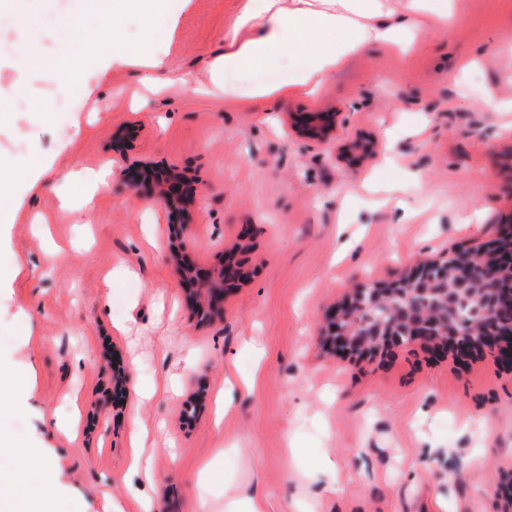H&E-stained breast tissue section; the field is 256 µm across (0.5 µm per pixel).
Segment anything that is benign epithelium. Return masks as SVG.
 I'll use <instances>...</instances> for the list:
<instances>
[{"instance_id":"benign-epithelium-1","label":"benign epithelium","mask_w":512,"mask_h":512,"mask_svg":"<svg viewBox=\"0 0 512 512\" xmlns=\"http://www.w3.org/2000/svg\"><path fill=\"white\" fill-rule=\"evenodd\" d=\"M336 127V115L317 113L299 133L327 144ZM368 151L369 146L356 139L339 146L335 159L350 161L355 153ZM115 152L136 169L129 185L146 200L179 213L182 233L188 234L204 190L176 166L157 182L153 168L130 160L124 145H116ZM511 266L512 248L499 243L485 258L453 252L448 260L430 265L419 278L401 286L363 283L351 302L330 318L329 335L353 354L423 342L436 349L451 346L460 353L487 350L512 367V289L503 287L505 269ZM181 275L187 297L203 321L224 314V286L240 279L228 262L212 270L183 266Z\"/></svg>"}]
</instances>
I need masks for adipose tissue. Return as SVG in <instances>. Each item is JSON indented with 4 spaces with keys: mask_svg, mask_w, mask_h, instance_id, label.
Segmentation results:
<instances>
[{
    "mask_svg": "<svg viewBox=\"0 0 512 512\" xmlns=\"http://www.w3.org/2000/svg\"><path fill=\"white\" fill-rule=\"evenodd\" d=\"M444 23L448 6L429 0H240L230 44L216 75L233 79L288 55L299 58L295 76L256 87L249 100L308 96L336 69L375 43L411 46L422 18Z\"/></svg>",
    "mask_w": 512,
    "mask_h": 512,
    "instance_id": "obj_1",
    "label": "adipose tissue"
}]
</instances>
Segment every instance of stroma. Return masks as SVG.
<instances>
[{"instance_id":"1","label":"stroma","mask_w":512,"mask_h":512,"mask_svg":"<svg viewBox=\"0 0 512 512\" xmlns=\"http://www.w3.org/2000/svg\"><path fill=\"white\" fill-rule=\"evenodd\" d=\"M238 7L164 0L150 22L132 13L44 28L42 43L65 41L60 61L102 45L67 112L45 97L52 71L0 52V157L24 169L35 155L50 170L38 192L16 185L20 221H0V357L30 382L0 432L62 461L50 489L22 490L13 453H0V495L102 512L108 480L157 512H225L223 491L199 479L209 460L267 512H512L511 367L420 342L350 355L326 338L327 315L360 284L405 282L512 230V115L485 106L512 101V0H450L447 27L424 21L407 53L372 45L314 94L265 112L245 94L294 62L243 73L233 96L207 92ZM146 38L159 88L112 51L113 40ZM308 112L346 113L337 144L370 140L372 156L351 167L298 136ZM119 138L131 158L179 166L208 188L192 247L175 215L124 188ZM104 165L115 171L107 192L68 176ZM62 193L87 201L85 212L61 207ZM232 252L244 276L226 289L223 316L199 320L177 265L217 267ZM230 360L238 377H261L218 422ZM171 376L177 394L136 400L141 384ZM70 395L73 442L51 426ZM136 416L154 429L148 481L128 472Z\"/></svg>"}]
</instances>
